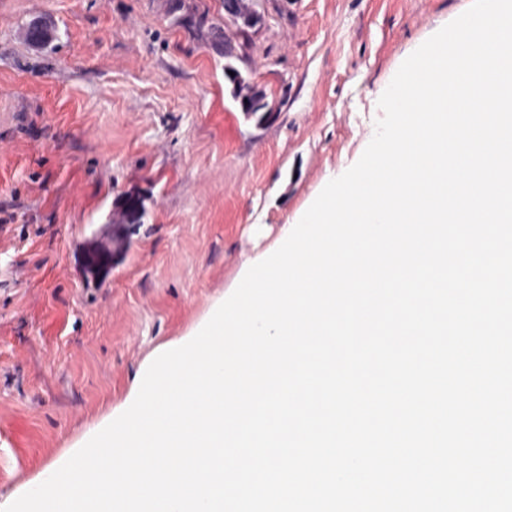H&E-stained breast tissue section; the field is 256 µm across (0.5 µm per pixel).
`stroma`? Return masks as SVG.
I'll list each match as a JSON object with an SVG mask.
<instances>
[{
	"mask_svg": "<svg viewBox=\"0 0 512 512\" xmlns=\"http://www.w3.org/2000/svg\"><path fill=\"white\" fill-rule=\"evenodd\" d=\"M472 0H272L240 111L198 12L0 0V503L135 396L249 263L358 161L404 60ZM54 40L36 47L28 23Z\"/></svg>",
	"mask_w": 512,
	"mask_h": 512,
	"instance_id": "obj_1",
	"label": "stroma"
}]
</instances>
